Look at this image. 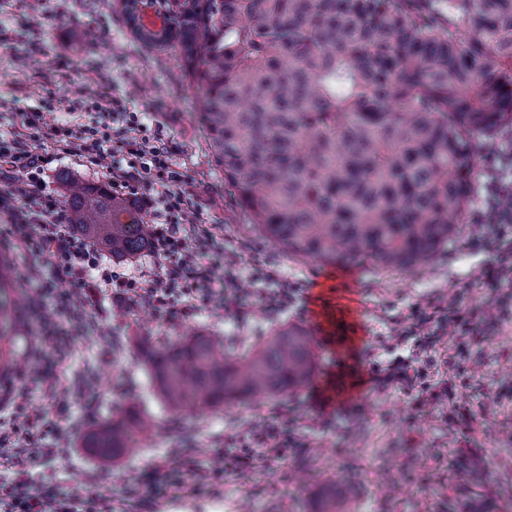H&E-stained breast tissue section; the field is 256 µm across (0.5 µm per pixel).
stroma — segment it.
Here are the masks:
<instances>
[{"mask_svg": "<svg viewBox=\"0 0 512 512\" xmlns=\"http://www.w3.org/2000/svg\"><path fill=\"white\" fill-rule=\"evenodd\" d=\"M145 115L148 129L162 128L173 148L172 162L185 181L188 223L206 227L234 260L237 285L258 293L249 268L274 258L280 282L300 296L278 320L255 314L238 324L212 309L186 321L166 322L145 306L125 315L112 312V292L98 291L86 307L96 312L93 338H77L55 306L18 329L20 355L45 353L40 371L11 373L12 385L29 391L28 412L62 429L60 449L38 459L0 466V483L17 478L33 486L52 481L61 494L107 498L114 512H310L328 488L347 494L346 512H467L479 502L487 512H512V319L500 316L512 297V277L490 288L479 279L492 258L470 250L483 225L464 219L457 234L431 261L407 272L373 266H329L288 254L247 224L224 195V175L212 163L197 120L200 92L187 74L179 49H150L137 41L111 0H0V136L21 130L29 113L41 115L38 134L47 138L66 122L99 120L77 101L100 84ZM512 153L508 137L479 144L470 209L483 204L503 173L490 156ZM47 187L65 200L71 183L107 185L105 169L82 157L62 154L50 164ZM325 302L358 289L366 332L355 354L338 358L316 346L311 381L296 392L216 410L173 415L157 397L143 360L144 341L160 344L203 331L228 353L256 344L278 323L308 326L312 288ZM475 307L489 324L485 341L460 350L454 327H445L428 364L412 363L414 386L383 387L369 382L374 366L408 358L415 307ZM363 380L356 396L326 402L322 391L341 371ZM135 408L151 423L139 455L105 461L82 446L93 426ZM281 410L295 417L296 446L285 462L236 473L224 472L217 448L225 435ZM202 449V462L223 471L220 494L171 486L164 497L132 501L128 486L159 463L178 469Z\"/></svg>", "mask_w": 512, "mask_h": 512, "instance_id": "stroma-1", "label": "stroma"}]
</instances>
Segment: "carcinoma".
Wrapping results in <instances>:
<instances>
[{"instance_id":"carcinoma-1","label":"carcinoma","mask_w":512,"mask_h":512,"mask_svg":"<svg viewBox=\"0 0 512 512\" xmlns=\"http://www.w3.org/2000/svg\"><path fill=\"white\" fill-rule=\"evenodd\" d=\"M137 40L159 48L119 0ZM177 42L211 157L262 236L324 264L410 271L455 233L481 139L512 134V0H176ZM76 229L115 259L147 249L141 213L72 191ZM0 262V345L16 289ZM168 409L285 395L311 378L308 331L283 324L229 356L201 332L143 349ZM132 410L89 430L102 459L137 452Z\"/></svg>"}]
</instances>
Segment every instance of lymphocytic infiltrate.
Masks as SVG:
<instances>
[{"label":"lymphocytic infiltrate","mask_w":512,"mask_h":512,"mask_svg":"<svg viewBox=\"0 0 512 512\" xmlns=\"http://www.w3.org/2000/svg\"><path fill=\"white\" fill-rule=\"evenodd\" d=\"M87 104L111 112L113 124L58 127L53 146L84 157L93 165H106L113 194L151 215L149 262L127 275L113 274L101 250L76 232L69 215L47 191L49 154L30 149L18 139L0 141V211L8 219L4 234L17 252L46 260L55 274L71 285L69 295L59 299L52 283L42 281L41 297L55 298L57 307L85 334L96 326L97 317L81 310L79 304L88 288L102 283L111 286L116 309L126 313L134 306L145 305L170 321L219 307L225 316L243 324L253 317L255 304H262L272 318L295 305L296 291L286 286L261 296L256 303L245 299L236 285L234 263L227 261L208 231L182 222L188 202L180 189L183 176L171 167V148L160 135L148 134L138 113L126 111L121 98L106 100L94 93ZM474 218L492 227L491 232L473 237L470 246L495 254L496 263L480 273L482 281L495 287L504 275L501 257L512 256V247L503 240L512 230V183H495ZM219 267L224 270V285L217 288L213 274ZM27 401L23 389L10 396L13 408L22 416L13 431L24 437L27 453L34 457L39 453V437L57 439L61 430L42 418L28 416ZM293 427L287 414L274 412L245 433L225 437V469L242 471L260 463H281L295 443ZM0 512H112V504L103 499L74 500L55 488H34L18 479L0 484Z\"/></svg>","instance_id":"1"}]
</instances>
